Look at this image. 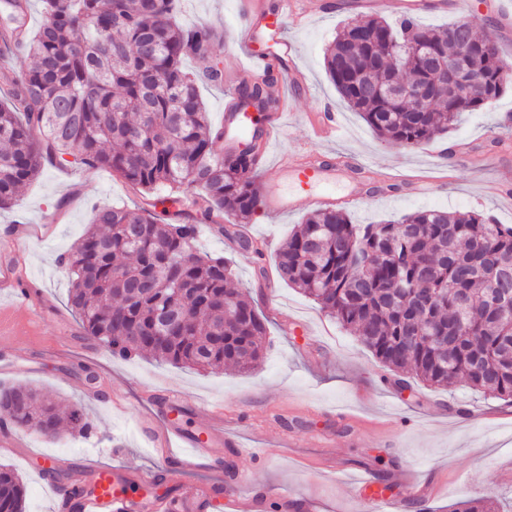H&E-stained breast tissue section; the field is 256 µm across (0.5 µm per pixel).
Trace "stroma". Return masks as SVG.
Instances as JSON below:
<instances>
[{
    "instance_id": "stroma-1",
    "label": "stroma",
    "mask_w": 512,
    "mask_h": 512,
    "mask_svg": "<svg viewBox=\"0 0 512 512\" xmlns=\"http://www.w3.org/2000/svg\"><path fill=\"white\" fill-rule=\"evenodd\" d=\"M251 2L180 0L184 25L207 21L219 27L222 39L213 62L226 79L245 60L240 31ZM423 2L422 24L442 26L455 15L466 16L479 32L496 37L503 61L512 65V30L498 27L495 0H464L457 13L433 10V0ZM335 4V10L288 30L313 91L293 97L272 156L324 150L360 161L351 182L336 186L342 194L362 190L360 203L348 209L357 224L394 220L425 206L473 210L512 225V202L488 191L512 176V133L500 127L502 117L512 114V89L427 145L380 142L343 104L324 68V50L336 33L369 14L360 0ZM323 110L341 121L338 138H318L313 118ZM390 167L406 180L432 178L426 198L410 194L405 183L380 181L378 172ZM141 201L109 169L48 161L19 201L0 209V234L14 224L43 227V236L14 260L54 302L31 320L14 310L15 332L0 335V362L12 364L13 371L0 377V385L26 384L81 406L93 425L86 437L65 428L58 438L37 435L25 447L0 451V465L15 469L27 484L29 512H55L56 492L90 480L87 460L132 475L156 468L158 457L141 422L172 392L186 400L174 416L186 430H204L214 413L223 411L226 436L243 449L235 464L253 471L254 490L288 492L314 502L317 512H365L353 481L369 467L383 475L388 497L404 498V512H419L417 499L404 496L408 479L430 487L431 512H453L459 502L478 497L491 501L495 512H512V402L477 394L462 381L446 389L419 381L400 388L356 336L278 278L276 252L310 205L274 221L254 213L244 227L252 243L248 250L216 226L198 227L195 249L227 258L268 320L267 351L255 369L198 372L140 357L119 359L85 339L67 303L69 279L58 258L84 233L96 207L131 208ZM44 454L61 457L57 477L43 473Z\"/></svg>"
}]
</instances>
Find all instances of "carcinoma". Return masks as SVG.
<instances>
[{"instance_id":"carcinoma-1","label":"carcinoma","mask_w":512,"mask_h":512,"mask_svg":"<svg viewBox=\"0 0 512 512\" xmlns=\"http://www.w3.org/2000/svg\"><path fill=\"white\" fill-rule=\"evenodd\" d=\"M0 56L19 50L26 67H0V209L15 204L51 157L81 169L107 168L173 204L195 191V223L179 209L167 222L150 211L100 206L61 264L68 303L85 335L118 357L176 366L249 370L264 355L266 324L223 258L194 252L197 224L238 234L258 208L253 172L261 145L224 155V131L208 122L199 85L221 70L208 61L220 39L210 25L185 27L178 0H41L34 35L28 0H4ZM427 48L446 62L466 51L478 64L466 95L438 69L414 64L407 78L435 82L427 112L385 92L395 54ZM498 46L468 18L443 27L412 16L351 22L324 51L325 70L347 105L382 140L416 148L448 133L512 85L498 77ZM242 103H271L267 86L241 85ZM233 218L224 224V217ZM280 279L336 318L407 387L463 378L475 391L512 402V226L483 215L421 208L397 222L355 224L341 207L317 209L276 254ZM183 316L185 334L162 336L160 303ZM13 425L54 439L70 421L92 425L77 406L29 386L0 387ZM0 512H27V488L0 466Z\"/></svg>"}]
</instances>
